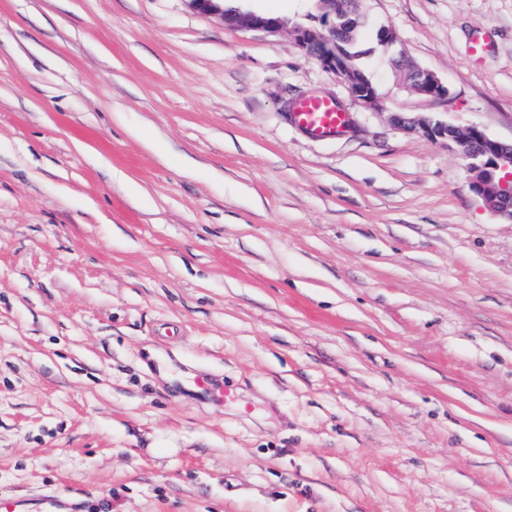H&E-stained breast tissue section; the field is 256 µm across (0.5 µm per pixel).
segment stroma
<instances>
[{
  "mask_svg": "<svg viewBox=\"0 0 512 512\" xmlns=\"http://www.w3.org/2000/svg\"><path fill=\"white\" fill-rule=\"evenodd\" d=\"M359 8L379 112L187 0H0L1 496L512 512V222L390 120L512 141V0ZM307 97L348 129L299 126ZM405 83L419 96L430 101H447L448 87L431 71L409 66L402 74Z\"/></svg>",
  "mask_w": 512,
  "mask_h": 512,
  "instance_id": "obj_1",
  "label": "stroma"
}]
</instances>
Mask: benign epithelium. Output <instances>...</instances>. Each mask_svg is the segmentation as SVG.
Here are the masks:
<instances>
[{
	"instance_id": "1",
	"label": "benign epithelium",
	"mask_w": 512,
	"mask_h": 512,
	"mask_svg": "<svg viewBox=\"0 0 512 512\" xmlns=\"http://www.w3.org/2000/svg\"><path fill=\"white\" fill-rule=\"evenodd\" d=\"M191 8L216 16L233 28L261 30L271 34L288 27L279 18L254 12L224 8V0H188ZM352 0H317L319 16L316 24H296L293 32L298 46L326 71L332 73L348 89L360 105L381 111L383 101L371 79L353 68L337 49L343 34L342 20L349 18ZM405 83L419 96L430 101L448 100V87L431 71L410 66L402 74ZM392 121L405 129L431 139H445L455 144L468 172L469 191L479 197L495 216L512 221V142L493 138L478 125L459 128L432 114L412 115L395 112Z\"/></svg>"
}]
</instances>
